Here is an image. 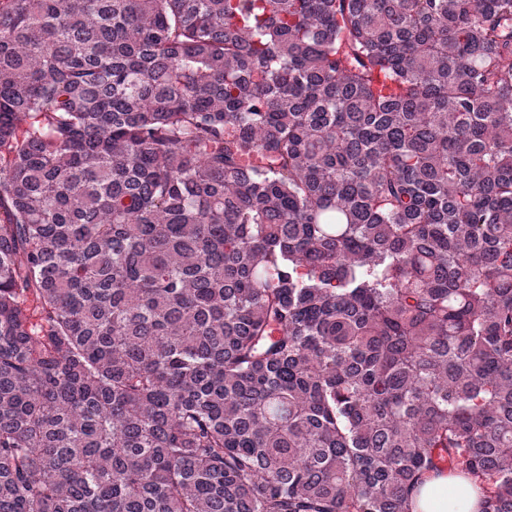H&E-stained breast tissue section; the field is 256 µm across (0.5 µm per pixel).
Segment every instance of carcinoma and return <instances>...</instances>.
<instances>
[{"label": "carcinoma", "mask_w": 512, "mask_h": 512, "mask_svg": "<svg viewBox=\"0 0 512 512\" xmlns=\"http://www.w3.org/2000/svg\"><path fill=\"white\" fill-rule=\"evenodd\" d=\"M444 471L512 512V0H0V512Z\"/></svg>", "instance_id": "1"}]
</instances>
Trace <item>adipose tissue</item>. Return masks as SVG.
Masks as SVG:
<instances>
[{
    "mask_svg": "<svg viewBox=\"0 0 512 512\" xmlns=\"http://www.w3.org/2000/svg\"><path fill=\"white\" fill-rule=\"evenodd\" d=\"M486 482L463 474L427 473L410 497V512H480Z\"/></svg>",
    "mask_w": 512,
    "mask_h": 512,
    "instance_id": "adipose-tissue-1",
    "label": "adipose tissue"
}]
</instances>
